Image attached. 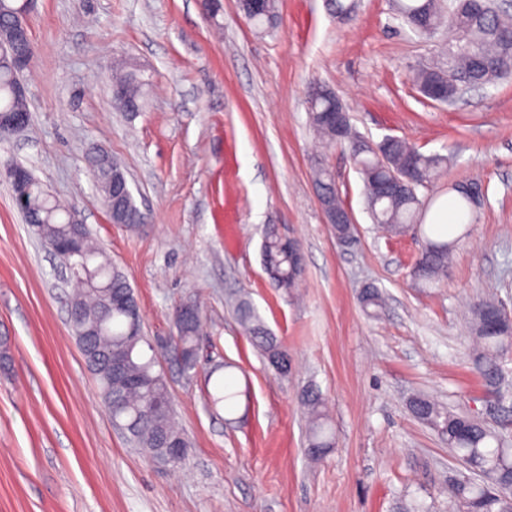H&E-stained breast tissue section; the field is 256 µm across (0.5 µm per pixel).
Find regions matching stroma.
<instances>
[{"label":"stroma","mask_w":512,"mask_h":512,"mask_svg":"<svg viewBox=\"0 0 512 512\" xmlns=\"http://www.w3.org/2000/svg\"><path fill=\"white\" fill-rule=\"evenodd\" d=\"M28 23L30 122L0 140V158L80 210L153 343L174 335L181 303L198 302L204 319L197 374L161 362L189 441L179 465H163L113 425L68 323L74 286L1 176L0 512H453L448 486L470 472L409 400L431 396L512 440V351L500 398L482 385L471 330L479 299L512 313V79L452 106L424 98L413 72L435 46L400 24L394 0H358L348 21L330 0H277L262 31L238 0H37ZM118 56L150 79L142 112L112 105ZM315 80L366 140L395 136L447 156V175L419 191L426 205L458 184L482 187L441 287L412 279L418 229L379 234L348 153L318 147L307 106ZM95 147L124 168L147 216L139 231L109 220L88 164ZM317 164L334 175L353 242L324 222ZM268 224L302 246L297 295L263 269ZM367 284L385 296L375 318L359 303ZM241 294L287 349L288 374L244 334ZM217 364L237 393L229 410L208 399ZM311 386L336 440L317 462L304 453L300 404Z\"/></svg>","instance_id":"35a3bbf8"}]
</instances>
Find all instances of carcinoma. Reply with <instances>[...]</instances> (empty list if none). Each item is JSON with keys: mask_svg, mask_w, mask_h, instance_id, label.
I'll use <instances>...</instances> for the list:
<instances>
[{"mask_svg": "<svg viewBox=\"0 0 512 512\" xmlns=\"http://www.w3.org/2000/svg\"><path fill=\"white\" fill-rule=\"evenodd\" d=\"M20 9L16 0H0V31L6 32L15 12ZM397 18L413 33L419 35L425 28H435L448 33L452 41L462 39L471 48L466 55L453 56L447 62L436 60L432 65L419 69L414 81L419 90L436 82L448 81V90L456 85L470 84L482 87L512 76V16L498 14L493 5H483L479 12L463 8L460 0H398ZM12 71L0 68V111L18 112L27 109V103L15 98L12 91ZM112 83L125 89L126 111L140 112L144 108L149 80L138 68L126 62L116 64ZM336 108V97L331 92L315 93L309 108L311 126L318 138L328 146L339 141L336 130L323 120V113ZM344 148L353 153V163L359 171L365 189L367 210L373 223L391 235L403 233L414 222L421 205L418 190L426 188L440 178L448 166V158L440 154H424L404 139L394 138L380 150L360 142L352 127H347ZM89 166L100 188L109 219L127 224V229H139L143 213L134 197H128L121 209L112 207L108 198L109 174H124L117 162L110 164L89 156ZM314 183L326 203L336 209L343 208L334 178L324 168L314 170ZM456 207L464 218L474 210V201L465 187L456 189ZM31 217L42 225L39 239L44 244L68 235V208L49 193L38 180L29 186ZM453 243L437 237L428 238L415 262L413 275L423 288H437L447 275L452 260ZM262 264L273 284L290 292L298 287L303 265L288 248L277 225H266L261 247ZM84 282L73 300L84 307L85 323L72 327L79 341H88V348L97 357H85L89 369L97 378L105 407L112 419L130 426L128 436L136 448H152L160 435L185 438L175 421L171 394L158 352L144 334L130 335L129 322L123 309L112 306L104 311L107 294L123 296L128 302L136 297L124 274L113 267L104 251L86 233L83 254ZM360 303L370 316L380 314L384 298L380 289L369 286L360 294ZM186 319L175 321L177 342L166 347L176 364L183 366L188 375L195 374L198 366L199 331L202 310ZM499 305L493 301L479 300L473 305V330L480 342L477 355L478 372L487 387L498 394L504 379L501 357L512 347V325L490 324V315ZM235 313L244 332L263 355L279 359L288 366V351L266 327L259 313L245 298L235 303ZM235 393L223 380L215 383L210 395L212 404H232ZM308 414L306 447L317 452L307 453L312 460H320L335 448L329 427L322 394L309 390L302 397ZM409 407L416 418L432 427L448 442V448L475 475L473 479L454 482L450 488L451 499L457 512H512V445L501 435L468 417L449 411L438 401L415 395Z\"/></svg>", "mask_w": 512, "mask_h": 512, "instance_id": "carcinoma-1", "label": "carcinoma"}]
</instances>
